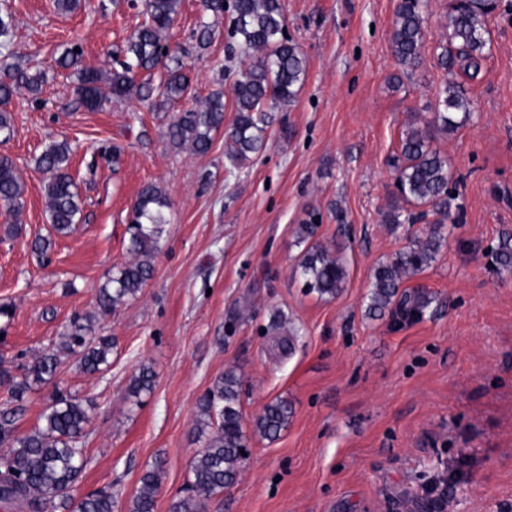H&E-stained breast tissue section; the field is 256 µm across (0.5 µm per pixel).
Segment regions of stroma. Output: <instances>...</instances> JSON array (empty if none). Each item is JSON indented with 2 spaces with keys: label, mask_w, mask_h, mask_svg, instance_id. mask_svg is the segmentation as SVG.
<instances>
[{
  "label": "stroma",
  "mask_w": 512,
  "mask_h": 512,
  "mask_svg": "<svg viewBox=\"0 0 512 512\" xmlns=\"http://www.w3.org/2000/svg\"><path fill=\"white\" fill-rule=\"evenodd\" d=\"M396 4L283 0L307 76L290 105L269 111L264 148L238 170L223 133L204 154L164 135L170 114L231 88L222 70L228 17L198 48L203 0H182L168 45L186 67L187 97L157 112L115 96L92 112L56 59L77 44L87 66L112 70L143 20L142 0H80L67 14L53 0H7L13 27L0 66L38 69L46 81L39 94L13 97V132L0 142L26 186L19 217L0 208V302L13 306L0 357L32 361L75 314L93 310L98 285L129 258V212L144 184L160 185L170 203L152 278L97 323L112 338L111 367L91 376L65 363L56 384L30 394L20 422L35 426L58 387L94 400L80 491L112 486L116 512H126L159 461L155 512H168L202 447L198 400L233 369L243 428L275 399L293 414L275 441L250 438L238 479L209 512H404L443 472L444 512H512V277L493 259L501 234L512 233V0L488 20L478 76L462 81L472 121L435 142L453 173L449 233L435 262L402 286L429 301L412 319L369 316L367 296L379 264L436 222L430 214L388 224L384 214L403 126L431 117L449 78L436 54L448 39V0H423L411 68L392 46ZM54 140L71 146L82 200L67 236L46 221L35 166ZM306 222L346 267L336 299L303 288L297 231ZM39 238L52 241L43 256L32 249ZM277 315L298 329L286 353L267 331ZM144 364L154 387L135 398L130 379Z\"/></svg>",
  "instance_id": "1"
}]
</instances>
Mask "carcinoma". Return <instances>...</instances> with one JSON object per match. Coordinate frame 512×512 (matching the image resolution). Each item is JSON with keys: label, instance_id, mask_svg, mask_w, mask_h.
Here are the masks:
<instances>
[{"label": "carcinoma", "instance_id": "cac0c4a2", "mask_svg": "<svg viewBox=\"0 0 512 512\" xmlns=\"http://www.w3.org/2000/svg\"><path fill=\"white\" fill-rule=\"evenodd\" d=\"M181 0H145L144 21L127 40L124 60L112 73L82 65L83 53L71 45L56 59L57 65L73 70L77 94L87 109L100 110L114 96L135 95L142 101L153 96L161 103L185 96L189 77L183 63L168 53L167 40L179 13ZM421 0H399L392 43L398 62L413 66L418 62L423 38ZM205 9L215 17L231 12L230 38L237 53L247 61L246 68L231 87V128L225 133L226 159L239 168L250 155L259 152L267 136V112L291 103L303 84L307 63L298 46L283 33L282 0H205ZM497 9L488 0H450L448 40L438 46V59L449 72L474 79L480 71L487 45V20ZM163 67L158 86L151 80L137 83L136 72L153 74ZM42 74L20 67L0 75V105H7L17 90L36 94ZM224 92L216 91L199 104L177 113L166 126L165 137L177 148L189 147L205 154L212 145V134L224 128ZM472 117L471 101L456 80L438 96L433 117L420 115L412 120L400 139L396 164L394 201L385 219L399 223L402 204L430 207L449 217L448 186L452 172L448 157L433 146L435 134L464 126ZM71 148L67 141L49 143L36 159L45 175V213L59 235L71 232L81 218L82 201L69 172ZM24 183L12 157L0 154V202L14 215L24 208ZM167 198L155 183L144 185L132 206L128 251L132 261L96 290L94 311L76 314L59 342L15 372L12 362L0 359V502H14L29 512H115L116 494L106 486L76 494V484L85 466L84 438L91 422L94 403L60 391L43 409L39 422L27 432H19L18 422L25 412L29 394L51 383L59 373L62 358H72L80 372L101 373L111 365L112 338L95 335L98 317L115 311L126 300L136 297L151 279L154 258L167 224ZM414 241L411 246L379 265L369 297L368 312L377 316L397 305L410 315L420 313L427 302L399 293L403 281L423 272L435 261L441 246L440 228ZM495 260L498 271L512 274V237L502 238ZM300 275L308 292L321 299H334L344 288L346 268L335 253L322 244L309 246L299 262ZM154 374L141 366L129 384L133 395L153 388ZM240 378L227 370L199 399L196 435L203 448L192 461L180 494L171 500L169 512H207L209 503L236 479L243 464L246 434L241 423ZM292 409L278 399L264 406L253 422V434L269 441L287 428ZM163 483V468L155 463L144 471L140 487L130 500L127 512H153Z\"/></svg>", "mask_w": 512, "mask_h": 512}]
</instances>
